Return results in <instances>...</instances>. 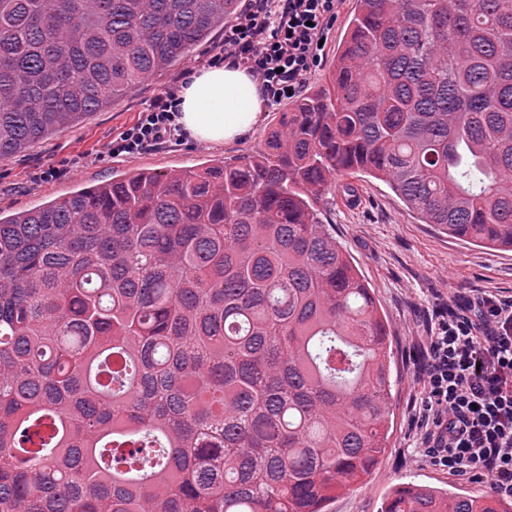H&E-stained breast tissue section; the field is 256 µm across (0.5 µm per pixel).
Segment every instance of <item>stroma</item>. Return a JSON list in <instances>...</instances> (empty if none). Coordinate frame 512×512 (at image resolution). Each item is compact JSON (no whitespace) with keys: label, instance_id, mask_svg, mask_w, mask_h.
<instances>
[{"label":"stroma","instance_id":"stroma-1","mask_svg":"<svg viewBox=\"0 0 512 512\" xmlns=\"http://www.w3.org/2000/svg\"><path fill=\"white\" fill-rule=\"evenodd\" d=\"M354 7L355 0H342L323 62L307 76L304 90L327 82ZM223 42V32H216L209 43L198 47L193 58L148 80L79 125L51 135L13 158L0 160V210L34 208L46 199L67 194L76 185L97 184L131 167L168 172L206 161L238 159L259 149L287 109V102L263 106L257 127L237 141L202 145L174 136L134 159L113 158L106 152V144L132 126L139 112L158 94L176 78L196 69L210 48ZM51 167L59 168L60 176L35 181L36 173ZM349 181L359 189L358 205L348 206L338 195L321 202L320 210L324 223L331 225L337 241L368 282L388 327L393 353L391 430L388 446L370 478L338 492L326 512H381L386 494L402 482L473 496L490 493L485 478L448 475L416 452L419 427L414 406L419 393L413 373L420 338L427 335L436 306L459 303L479 293L512 300V250L490 251L424 223L381 180L357 173Z\"/></svg>","mask_w":512,"mask_h":512}]
</instances>
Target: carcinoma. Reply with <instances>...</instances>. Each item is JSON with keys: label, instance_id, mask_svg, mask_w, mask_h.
<instances>
[{"label": "carcinoma", "instance_id": "1", "mask_svg": "<svg viewBox=\"0 0 512 512\" xmlns=\"http://www.w3.org/2000/svg\"><path fill=\"white\" fill-rule=\"evenodd\" d=\"M241 163L0 215V512H325L390 436L386 323L318 204L364 173L512 249V0H356ZM238 0H0V160L192 57ZM381 512H512L399 484Z\"/></svg>", "mask_w": 512, "mask_h": 512}]
</instances>
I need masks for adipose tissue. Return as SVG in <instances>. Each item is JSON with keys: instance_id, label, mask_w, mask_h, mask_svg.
<instances>
[{"instance_id": "adipose-tissue-1", "label": "adipose tissue", "mask_w": 512, "mask_h": 512, "mask_svg": "<svg viewBox=\"0 0 512 512\" xmlns=\"http://www.w3.org/2000/svg\"><path fill=\"white\" fill-rule=\"evenodd\" d=\"M178 98L176 124L203 144L238 140L261 118V84L242 67L225 64L195 71L185 79Z\"/></svg>"}]
</instances>
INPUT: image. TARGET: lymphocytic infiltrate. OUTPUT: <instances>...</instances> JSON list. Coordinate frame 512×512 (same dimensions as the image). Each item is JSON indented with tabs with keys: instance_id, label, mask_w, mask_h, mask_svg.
I'll return each mask as SVG.
<instances>
[{
	"instance_id": "obj_1",
	"label": "lymphocytic infiltrate",
	"mask_w": 512,
	"mask_h": 512,
	"mask_svg": "<svg viewBox=\"0 0 512 512\" xmlns=\"http://www.w3.org/2000/svg\"><path fill=\"white\" fill-rule=\"evenodd\" d=\"M341 0H251L208 63L243 65L269 104L300 94L320 66ZM178 85L157 95L109 153L132 159L176 131ZM417 449L449 475L478 474L512 497V301L492 294L438 308L415 369Z\"/></svg>"
}]
</instances>
